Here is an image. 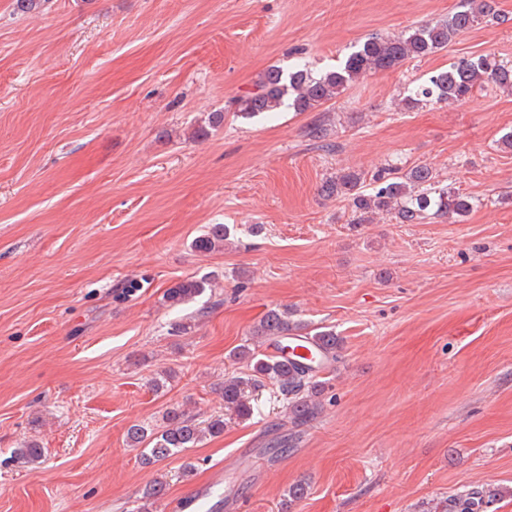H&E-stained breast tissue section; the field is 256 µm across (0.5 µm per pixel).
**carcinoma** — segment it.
<instances>
[{"instance_id": "cac0c4a2", "label": "carcinoma", "mask_w": 512, "mask_h": 512, "mask_svg": "<svg viewBox=\"0 0 512 512\" xmlns=\"http://www.w3.org/2000/svg\"><path fill=\"white\" fill-rule=\"evenodd\" d=\"M495 16L493 0H460L446 20L426 21L410 31L393 35L372 34L355 46L339 66L319 74L306 68L288 71L270 67L262 71L250 89L234 98L235 116L245 120L271 116L282 109L313 112L340 96L353 82L366 74H376L399 67L408 59H422L446 47L456 38ZM487 82L512 92V63L490 54L462 57L448 68L407 90L402 99L404 108L416 109L430 104H462ZM373 187L366 189V176L355 170H341L326 179L320 194L326 198L348 197L360 214L363 224L376 214L390 216L398 224H421L428 217L463 221L474 207L472 198L439 185L436 173L426 165H415L404 172L396 166L382 167L371 175ZM230 229L225 224H211L193 242L199 253H210L224 247ZM205 279H186L167 289L166 300L179 304L205 291ZM304 328L291 318L288 308L272 309L252 331L251 342L232 353L244 361L250 373L224 379L220 387L224 410L240 419L254 413L253 394L269 381L288 412L289 422L300 427L315 420L324 409L323 396L328 382L319 379L321 369L341 359L342 338L332 329L317 331L311 339L318 346L314 357L318 363L299 365L286 358L261 350L268 341L288 336ZM164 426L154 431L134 424L127 432L130 445L140 449L145 466H155L166 459L195 448L210 437L224 433V416L213 415L205 425L178 406L163 416ZM16 459L27 465L39 463L44 449L35 441L14 450ZM164 477L155 479L142 492L139 512H148L166 493ZM495 496L490 490L473 487L443 502V512H477L486 500Z\"/></svg>"}]
</instances>
